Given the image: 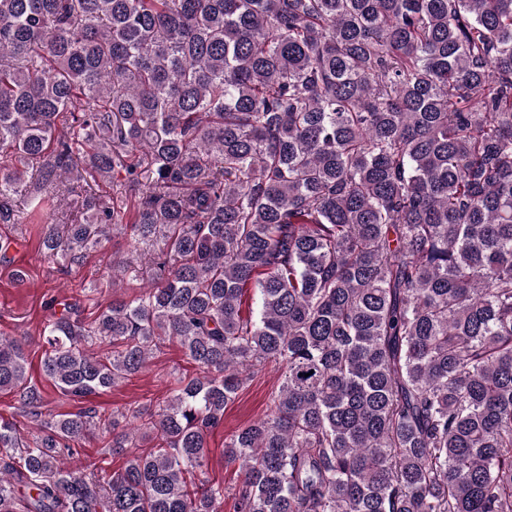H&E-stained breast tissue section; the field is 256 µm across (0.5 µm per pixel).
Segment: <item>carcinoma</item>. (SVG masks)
<instances>
[{"label":"carcinoma","instance_id":"obj_1","mask_svg":"<svg viewBox=\"0 0 512 512\" xmlns=\"http://www.w3.org/2000/svg\"><path fill=\"white\" fill-rule=\"evenodd\" d=\"M117 168L130 224L90 185ZM64 191L82 218L47 259L162 247L137 297L63 304L44 375L81 402L167 341L196 373L45 414L1 336L36 434L0 416V512H221L208 438L269 364V413L224 444L235 512H512V0H0V223ZM100 432L158 444L69 466Z\"/></svg>","mask_w":512,"mask_h":512}]
</instances>
